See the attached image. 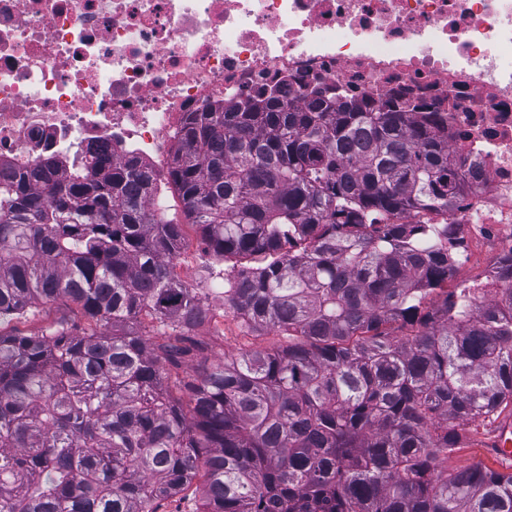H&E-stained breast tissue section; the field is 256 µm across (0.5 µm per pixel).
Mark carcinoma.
I'll return each instance as SVG.
<instances>
[{
  "instance_id": "cac0c4a2",
  "label": "carcinoma",
  "mask_w": 512,
  "mask_h": 512,
  "mask_svg": "<svg viewBox=\"0 0 512 512\" xmlns=\"http://www.w3.org/2000/svg\"><path fill=\"white\" fill-rule=\"evenodd\" d=\"M36 176L0 169V319L65 301L87 325L0 333V512H156L196 480V512H512V473L444 466L512 406V255L486 300L449 287L443 227L393 221L468 192L431 117L263 96L189 113L168 170L185 223L248 262L224 306L288 345L184 376L208 312L148 167ZM146 317L177 344L151 349Z\"/></svg>"
}]
</instances>
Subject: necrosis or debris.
Listing matches in <instances>:
<instances>
[{
	"label": "necrosis or debris",
	"mask_w": 512,
	"mask_h": 512,
	"mask_svg": "<svg viewBox=\"0 0 512 512\" xmlns=\"http://www.w3.org/2000/svg\"><path fill=\"white\" fill-rule=\"evenodd\" d=\"M409 102L476 195L435 215L512 250V0H0V165L100 153L162 174L187 113L258 94Z\"/></svg>",
	"instance_id": "necrosis-or-debris-1"
}]
</instances>
